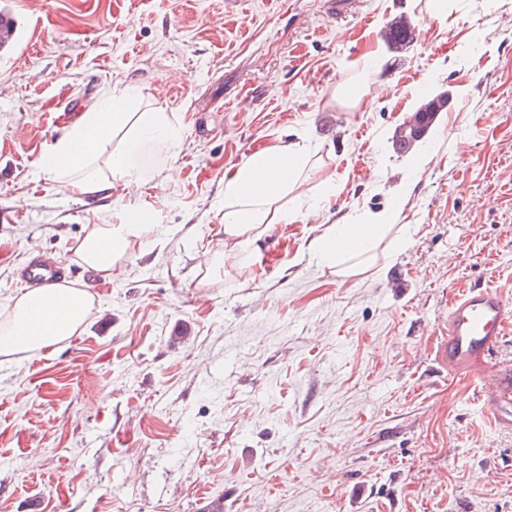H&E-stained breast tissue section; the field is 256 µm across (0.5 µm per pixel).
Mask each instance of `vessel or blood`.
Masks as SVG:
<instances>
[{"mask_svg": "<svg viewBox=\"0 0 512 512\" xmlns=\"http://www.w3.org/2000/svg\"><path fill=\"white\" fill-rule=\"evenodd\" d=\"M72 277V271L56 257L35 246L17 271L18 280L29 288L66 285ZM447 322L448 331L438 346V363L449 376L462 375L475 382L494 424L512 430V364L496 359L512 323V300L489 285L461 290L448 303Z\"/></svg>", "mask_w": 512, "mask_h": 512, "instance_id": "vessel-or-blood-1", "label": "vessel or blood"}]
</instances>
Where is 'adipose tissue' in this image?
I'll use <instances>...</instances> for the list:
<instances>
[{"mask_svg":"<svg viewBox=\"0 0 512 512\" xmlns=\"http://www.w3.org/2000/svg\"><path fill=\"white\" fill-rule=\"evenodd\" d=\"M181 130L168 113L128 111L123 96L105 99L83 113L63 138L46 151L41 168L77 193L95 199H112L117 186L138 184L147 147L179 146ZM317 171L308 145L276 144L253 152L224 175L223 252L205 251L202 265L213 270L244 250L270 225L291 221L309 223L316 209L297 206L298 190ZM405 202L404 192L392 197L389 211L362 224H331L307 242L308 251L321 262L336 264L339 272L353 276L365 270L373 251L386 236L391 213ZM135 202L123 206L118 224H93L74 253L83 268L111 276L124 257L129 241L151 235L155 227L141 218ZM91 313L87 293L59 286L42 293L34 289L18 297L11 320L0 325V356L53 347L73 336Z\"/></svg>","mask_w":512,"mask_h":512,"instance_id":"obj_1","label":"adipose tissue"}]
</instances>
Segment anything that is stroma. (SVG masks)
Masks as SVG:
<instances>
[{
  "label": "stroma",
  "mask_w": 512,
  "mask_h": 512,
  "mask_svg": "<svg viewBox=\"0 0 512 512\" xmlns=\"http://www.w3.org/2000/svg\"><path fill=\"white\" fill-rule=\"evenodd\" d=\"M0 321L30 243L72 266L117 224L39 160L91 102L173 115L134 191L156 226L59 346L0 360V512H512V431L435 359L457 289L512 300V0H0ZM397 14L418 33L381 37ZM372 55L374 90L355 93ZM444 92L418 165L391 147ZM301 140L319 224L383 212L410 246L341 276L318 225H273L217 274L224 172ZM336 180L322 195L319 180Z\"/></svg>",
  "instance_id": "obj_1"
}]
</instances>
